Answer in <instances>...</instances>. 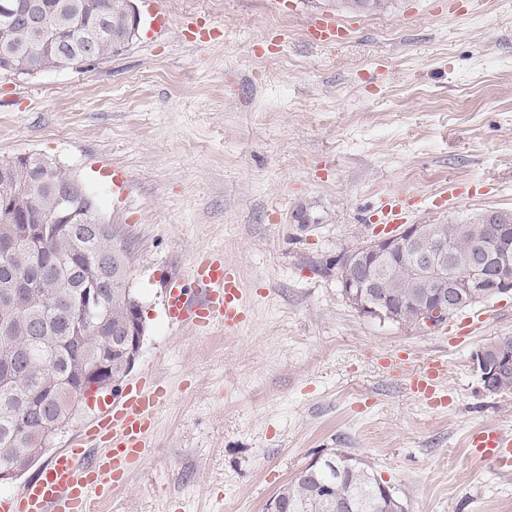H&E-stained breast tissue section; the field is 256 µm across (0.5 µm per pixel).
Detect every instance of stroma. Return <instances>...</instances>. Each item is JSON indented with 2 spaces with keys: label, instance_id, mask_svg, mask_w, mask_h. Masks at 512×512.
<instances>
[{
  "label": "stroma",
  "instance_id": "obj_1",
  "mask_svg": "<svg viewBox=\"0 0 512 512\" xmlns=\"http://www.w3.org/2000/svg\"><path fill=\"white\" fill-rule=\"evenodd\" d=\"M155 6L163 30L91 70L0 77V159H52L93 195L146 320L127 380L168 392L102 512H266L334 449L408 512H512V472L466 445L512 433V392L472 361L512 338V296L423 331L361 316L336 274L384 204L408 224L512 211V0H395L329 45L305 38L324 0H137ZM207 253L237 271L238 332L169 321L167 275ZM411 355L446 359L441 405L409 390ZM101 413L80 403L26 479Z\"/></svg>",
  "mask_w": 512,
  "mask_h": 512
}]
</instances>
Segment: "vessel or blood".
<instances>
[{"instance_id":"b4317fda","label":"vessel or blood","mask_w":512,"mask_h":512,"mask_svg":"<svg viewBox=\"0 0 512 512\" xmlns=\"http://www.w3.org/2000/svg\"><path fill=\"white\" fill-rule=\"evenodd\" d=\"M352 23L330 13L312 15L306 36L331 44L346 37ZM170 319L205 332L221 326L237 330L246 320L239 280L222 257L198 263L191 277H172L165 283ZM444 361H421L410 378L411 391L434 401L444 380ZM165 401L163 389L146 382L125 387L111 411L55 453L41 473L13 495L0 497V512H89L92 497L105 498L122 486L143 459L149 430ZM472 456L503 471L512 470V434L484 429L470 437Z\"/></svg>"}]
</instances>
